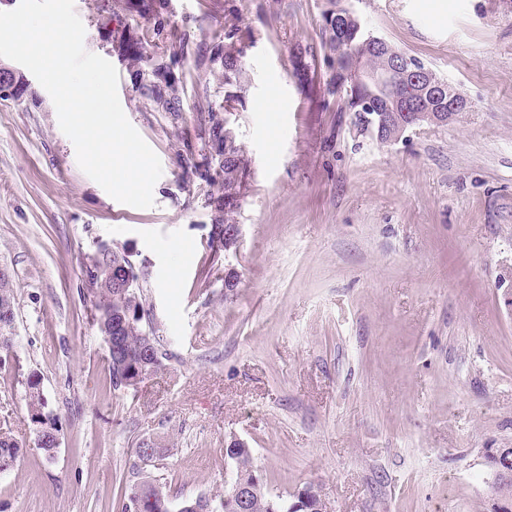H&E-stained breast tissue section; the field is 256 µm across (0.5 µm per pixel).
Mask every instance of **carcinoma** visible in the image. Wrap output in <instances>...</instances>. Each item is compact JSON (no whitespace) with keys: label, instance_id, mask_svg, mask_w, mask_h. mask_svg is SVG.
Instances as JSON below:
<instances>
[{"label":"carcinoma","instance_id":"obj_1","mask_svg":"<svg viewBox=\"0 0 512 512\" xmlns=\"http://www.w3.org/2000/svg\"><path fill=\"white\" fill-rule=\"evenodd\" d=\"M331 7L322 12V27L319 45L299 51L302 69L309 70L315 76H325L323 96L325 101H341L342 112H353L356 120L364 128L370 127L367 116L371 111L363 106L368 93L354 80L353 65L362 59L374 71L386 73L389 81L377 91V112H430L448 111V100L434 96L433 86L444 79L427 69V76L415 81L404 68L392 67L391 52L394 46L384 47L374 43L367 31L362 15L348 6L337 5L330 0ZM122 9L135 12L145 21V25L136 29L121 22L118 34L121 46L127 50V58L134 72V89L138 95L148 101L156 112H168L179 119L184 112V99L187 85L183 78L169 68L154 66L150 56L142 52L145 46H162L173 61L178 62L192 56L197 71L192 83L197 104L195 131L197 139L223 157L219 171L206 180L212 191L224 195V205L231 206L241 196L249 160L240 144L237 143L233 128L220 115V110L211 100L208 74L210 65L217 59L224 60V86L229 91L224 94V102L233 104L242 102L241 92L245 91L246 71L244 68V46L239 27L233 22H224V34L221 40L192 41L191 37L176 39L167 37L168 0H123ZM122 259L131 263V255L120 252L113 256L95 261L86 267L85 284L92 297L93 307L103 310L102 322L96 323L98 332L103 334L119 328L118 337L122 352L107 353L109 388L119 390L124 382L156 372L162 366L166 353L162 351L160 337L155 335L142 286L136 288L134 309L141 316L124 319L121 309L112 304V296L97 295L96 286L109 279L112 261ZM0 306L15 313V291L7 274H0ZM24 399L34 433H42L43 440L39 449L48 457L56 452L52 429L59 423L58 413L49 407L48 399L41 380L31 375L24 383ZM22 445L11 432L0 428V461L8 458L16 461ZM226 457L236 467V477L252 487L250 512H289L288 504L305 501V508L297 512H321L323 501L318 487L307 484L287 499L273 498L267 490L264 480L254 465L252 451L249 448H226ZM171 489L167 483L159 484L148 476L137 483L124 497L122 512H177L172 508Z\"/></svg>","mask_w":512,"mask_h":512}]
</instances>
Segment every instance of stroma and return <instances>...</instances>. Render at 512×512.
<instances>
[{"label": "stroma", "instance_id": "1", "mask_svg": "<svg viewBox=\"0 0 512 512\" xmlns=\"http://www.w3.org/2000/svg\"><path fill=\"white\" fill-rule=\"evenodd\" d=\"M369 29L470 103L395 142L326 110L298 65L326 0H248V85L231 120L250 161L229 250L224 201L196 174L193 97L145 111L115 36V0H74L84 47L118 72L126 117L159 157L154 204L113 199L79 167L50 95L24 66L0 104V269L14 342L0 427L23 451L0 512H121L150 474L174 495L219 496L245 440L271 495L317 485L327 512H484L488 448H512V0H350ZM214 11L211 25L197 19ZM213 0H170L169 31L222 33ZM123 246L168 357L110 391L85 297L99 243ZM42 380L61 445H34L24 382ZM164 447L157 465L135 450Z\"/></svg>", "mask_w": 512, "mask_h": 512}]
</instances>
